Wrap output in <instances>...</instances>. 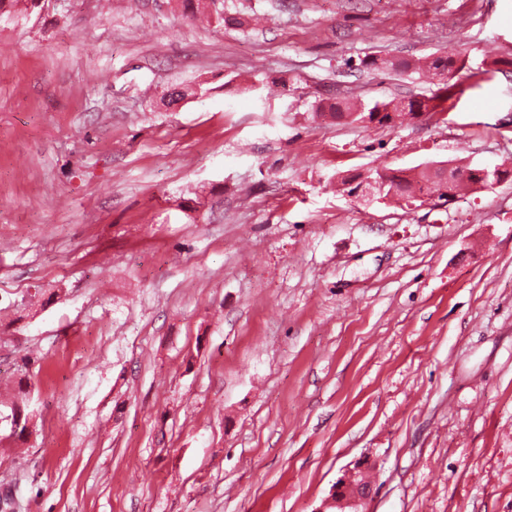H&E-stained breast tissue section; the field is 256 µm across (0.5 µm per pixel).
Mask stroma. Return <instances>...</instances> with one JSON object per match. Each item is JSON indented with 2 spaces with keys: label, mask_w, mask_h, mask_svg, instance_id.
<instances>
[{
  "label": "stroma",
  "mask_w": 512,
  "mask_h": 512,
  "mask_svg": "<svg viewBox=\"0 0 512 512\" xmlns=\"http://www.w3.org/2000/svg\"><path fill=\"white\" fill-rule=\"evenodd\" d=\"M224 13L0 10V512H315L367 455L368 512H512V181L336 191L512 168V0ZM452 54L437 113L317 112L437 90L368 57ZM467 169L471 170V178L468 181H452L451 185L443 184L439 179H443L444 181H448L450 179V168L446 169L444 167V172L441 173L439 179L437 178L436 172L429 166L426 165L424 167H415L408 169L406 171H399V174H387V173H376V176L368 175V177L379 178L385 184L384 197H387L391 191H393L394 196H398L404 199H410L415 196L418 192H427L428 195H424L421 197L415 198L413 201H418L422 204L427 203L429 201L435 200V195H430L432 192H441L447 191L452 192L456 195L458 190L460 189L462 184L459 183H467L466 185L471 186L473 190H476V187H473V184H477L482 181V179L477 175V171L481 168V166H471L464 165ZM438 198V197H437Z\"/></svg>",
  "instance_id": "stroma-1"
}]
</instances>
